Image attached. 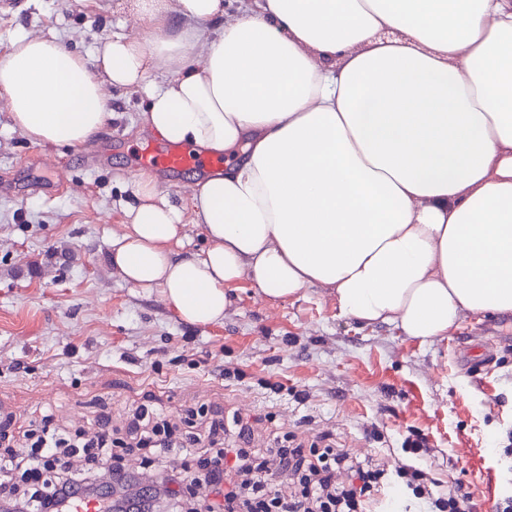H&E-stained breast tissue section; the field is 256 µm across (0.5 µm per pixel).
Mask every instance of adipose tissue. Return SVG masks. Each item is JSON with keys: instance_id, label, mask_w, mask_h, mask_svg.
Masks as SVG:
<instances>
[{"instance_id": "obj_1", "label": "adipose tissue", "mask_w": 512, "mask_h": 512, "mask_svg": "<svg viewBox=\"0 0 512 512\" xmlns=\"http://www.w3.org/2000/svg\"><path fill=\"white\" fill-rule=\"evenodd\" d=\"M149 35L93 57L38 35L0 56V99L43 146L145 92L143 125L230 155L174 204L133 187L110 262L187 324L235 283L321 287L341 316L430 343L464 313L512 317V0H133ZM207 247L183 254L187 228Z\"/></svg>"}]
</instances>
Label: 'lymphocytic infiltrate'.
Returning <instances> with one entry per match:
<instances>
[{
  "label": "lymphocytic infiltrate",
  "mask_w": 512,
  "mask_h": 512,
  "mask_svg": "<svg viewBox=\"0 0 512 512\" xmlns=\"http://www.w3.org/2000/svg\"><path fill=\"white\" fill-rule=\"evenodd\" d=\"M129 437L153 457L195 449L201 469L184 475H167L149 485L142 501L116 504L103 495L102 512H144L146 502L164 500L173 512H370L391 479L402 480L414 498L423 500L429 512H473L472 498L463 485L434 494L422 470L401 464L357 461L347 451L331 445H281L255 448L251 433L241 420L205 422L200 433L179 432L172 418L148 407L136 408ZM115 441L108 424H99L90 438L63 436L42 429L26 456L0 453V473L24 471L37 480L54 474L56 481L43 494L29 497L27 512H66L69 504L90 499L79 471L81 451L112 455ZM345 480H337L338 472ZM208 489L209 498L188 502L190 487Z\"/></svg>",
  "instance_id": "obj_1"
}]
</instances>
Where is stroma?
<instances>
[{
  "label": "stroma",
  "mask_w": 512,
  "mask_h": 512,
  "mask_svg": "<svg viewBox=\"0 0 512 512\" xmlns=\"http://www.w3.org/2000/svg\"><path fill=\"white\" fill-rule=\"evenodd\" d=\"M131 0H0V54L18 36L89 56L120 32L142 35ZM113 117L91 142L47 147L13 128L0 102V404L15 430L50 416L125 428L137 405L176 416L204 405L253 429L255 447L296 432L357 459H399L477 505L512 494V320L464 314L420 343L342 317L319 288L288 301L232 291L222 321L183 322L160 289L136 288L108 253L149 140L144 93H111ZM284 384L274 394L258 380ZM377 436H370V429ZM423 436L428 451L403 450Z\"/></svg>",
  "instance_id": "obj_1"
}]
</instances>
